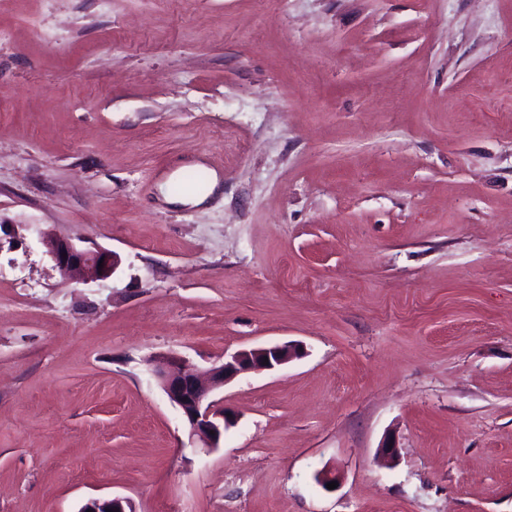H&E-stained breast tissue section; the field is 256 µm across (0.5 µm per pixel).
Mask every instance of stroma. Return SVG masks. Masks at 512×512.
<instances>
[{"label":"stroma","mask_w":512,"mask_h":512,"mask_svg":"<svg viewBox=\"0 0 512 512\" xmlns=\"http://www.w3.org/2000/svg\"><path fill=\"white\" fill-rule=\"evenodd\" d=\"M286 342L213 451L152 373ZM112 496L512 512V0H0V512ZM47 252L60 274L75 281H85L89 274L108 278L119 265L118 256L109 250L98 246L81 247L62 238L49 240ZM63 253H66V257H63ZM101 258L104 261L102 268L98 269Z\"/></svg>","instance_id":"35a3bbf8"}]
</instances>
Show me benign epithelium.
Wrapping results in <instances>:
<instances>
[{
	"instance_id": "benign-epithelium-1",
	"label": "benign epithelium",
	"mask_w": 512,
	"mask_h": 512,
	"mask_svg": "<svg viewBox=\"0 0 512 512\" xmlns=\"http://www.w3.org/2000/svg\"><path fill=\"white\" fill-rule=\"evenodd\" d=\"M47 252L60 274L75 281H84L89 275L108 278L119 265L118 256L109 250L98 246L81 247L62 238L49 240ZM299 356L297 346L276 344L239 351L201 373L187 371L176 359L163 357L155 364V374L168 399L180 410L191 434L211 451L218 448L225 430L233 423V415L226 408H214L208 402L210 394L242 373L272 370ZM116 509L135 512L130 500L120 496L93 498L80 512H114Z\"/></svg>"
}]
</instances>
